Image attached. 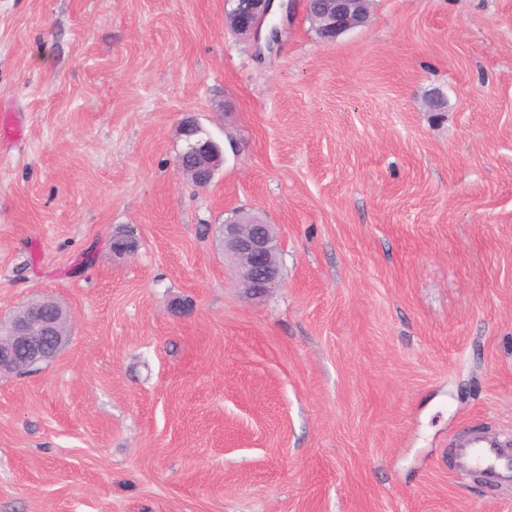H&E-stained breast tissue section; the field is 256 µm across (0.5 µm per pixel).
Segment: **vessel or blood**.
Listing matches in <instances>:
<instances>
[{
    "instance_id": "vessel-or-blood-1",
    "label": "vessel or blood",
    "mask_w": 512,
    "mask_h": 512,
    "mask_svg": "<svg viewBox=\"0 0 512 512\" xmlns=\"http://www.w3.org/2000/svg\"><path fill=\"white\" fill-rule=\"evenodd\" d=\"M453 448L458 472H475L497 482L512 481V446L498 436L474 429L457 438Z\"/></svg>"
}]
</instances>
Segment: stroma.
Here are the masks:
<instances>
[{
  "mask_svg": "<svg viewBox=\"0 0 512 512\" xmlns=\"http://www.w3.org/2000/svg\"><path fill=\"white\" fill-rule=\"evenodd\" d=\"M8 112L0 320L50 298L70 336L0 378V512H512L448 459L512 435V0H373L332 42L295 0L264 54L224 0H0ZM237 211L276 226L261 299ZM181 132L187 146L178 159V166L194 183L208 186L224 163L223 150L217 142L204 136L192 118L182 122ZM222 235L224 256L231 258L248 297L262 298L278 288L281 268L275 224L242 217L226 222Z\"/></svg>",
  "mask_w": 512,
  "mask_h": 512,
  "instance_id": "stroma-1",
  "label": "stroma"
}]
</instances>
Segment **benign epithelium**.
I'll return each mask as SVG.
<instances>
[{
    "label": "benign epithelium",
    "mask_w": 512,
    "mask_h": 512,
    "mask_svg": "<svg viewBox=\"0 0 512 512\" xmlns=\"http://www.w3.org/2000/svg\"><path fill=\"white\" fill-rule=\"evenodd\" d=\"M309 17L319 37L327 42L367 23L371 0H307ZM293 3L274 0H224L225 24L238 36L252 39L271 52L281 42L283 21ZM187 146L178 166L199 186L213 181L224 163L223 150L204 136L192 118L182 122ZM224 256L235 265L241 288L252 299L262 298L280 285L281 268L275 225L254 217L226 222L222 228ZM67 317L57 303L37 301L8 326H0V373L18 374L54 358L67 341Z\"/></svg>",
    "instance_id": "benign-epithelium-1"
}]
</instances>
